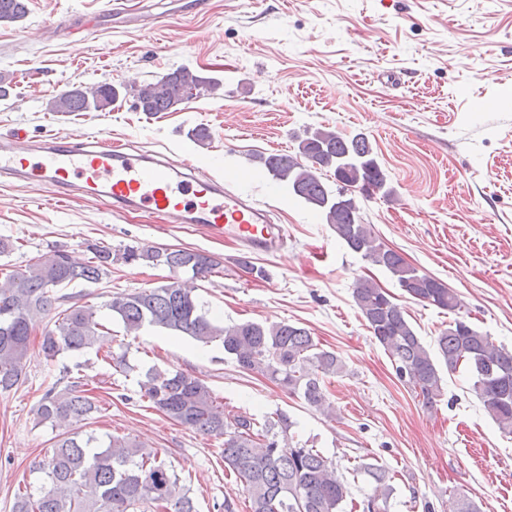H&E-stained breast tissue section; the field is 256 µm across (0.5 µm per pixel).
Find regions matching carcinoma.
<instances>
[{
	"label": "carcinoma",
	"instance_id": "cac0c4a2",
	"mask_svg": "<svg viewBox=\"0 0 512 512\" xmlns=\"http://www.w3.org/2000/svg\"><path fill=\"white\" fill-rule=\"evenodd\" d=\"M26 14V0H0V23L17 22ZM221 86L214 77L180 66L144 85H79L53 97L48 106L57 113L97 112L130 95L143 112H169L201 92L214 96ZM259 164L293 197L312 207L348 250L389 272L409 298L451 314L460 308L457 294L439 287L437 279L379 241L362 221L358 194L331 187L329 177L340 170L348 171L353 183L387 182L367 136L317 127L304 133L294 152L261 156ZM90 251L91 261L82 266L57 249L5 273L0 285V393L24 380L35 319L57 311L55 328L40 342L47 359L83 354L109 335L94 307L80 303L74 293L60 295L58 289L80 281L96 283L110 275L112 263L120 259L162 265L171 273L164 285L117 293L105 304L125 335L137 336L149 327L204 345L218 342L239 368L256 370L309 406L324 408L320 378L340 373L342 361L320 347L304 327L254 321L226 325L210 318L194 295V282L215 273L218 262L213 257L187 248L129 247L114 255L111 247L95 244ZM352 298L399 379L422 397L426 408H434L443 393L438 357L449 371L468 372L471 391L487 415L502 433L512 435V350L456 318L436 337L432 351L406 319L404 308L372 280L355 279ZM137 385L150 408L199 433L224 439V471L242 485L249 512H343L349 487L336 478L333 461L305 443L288 453L278 448L277 434L292 427L287 414L277 411L260 422L234 413L202 379L182 370L153 365L138 375ZM100 412L84 383L74 382L62 394L47 389L35 415L39 424L79 425ZM364 470L374 480L364 504L371 512V506L387 501L392 488L386 470L373 464ZM32 471L41 475L40 490L16 493L12 512H195L189 488L171 463L127 435L112 434L104 440L92 433L82 437L64 432L52 450L33 463Z\"/></svg>",
	"mask_w": 512,
	"mask_h": 512
}]
</instances>
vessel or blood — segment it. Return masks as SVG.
I'll use <instances>...</instances> for the list:
<instances>
[{"mask_svg": "<svg viewBox=\"0 0 512 512\" xmlns=\"http://www.w3.org/2000/svg\"><path fill=\"white\" fill-rule=\"evenodd\" d=\"M0 177L36 179L57 194L79 189L111 199L114 211L164 215L171 224H196L250 254L285 248L288 231L269 211L237 189L200 171L190 160L135 150L97 134L70 140L51 137L31 146L24 138L0 143Z\"/></svg>", "mask_w": 512, "mask_h": 512, "instance_id": "obj_1", "label": "vessel or blood"}]
</instances>
